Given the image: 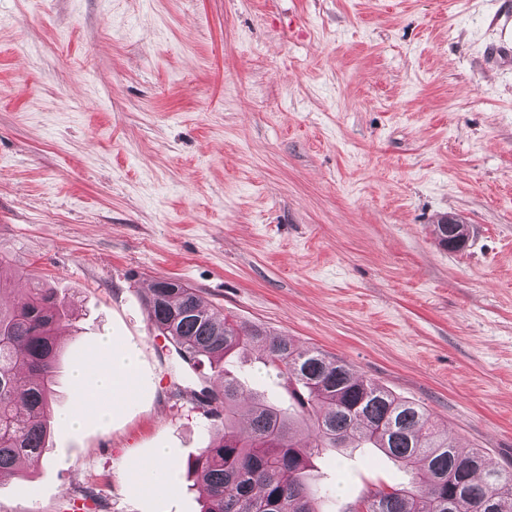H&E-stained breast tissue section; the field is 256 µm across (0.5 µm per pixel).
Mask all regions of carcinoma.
<instances>
[{"label":"carcinoma","instance_id":"cac0c4a2","mask_svg":"<svg viewBox=\"0 0 512 512\" xmlns=\"http://www.w3.org/2000/svg\"><path fill=\"white\" fill-rule=\"evenodd\" d=\"M153 328L192 368L224 382L195 398L221 425L191 462L202 512H322L327 485L312 460L344 448H376L410 475L347 512H512V471L486 469L481 451L458 450L421 406L358 376L316 348L245 326L202 304L197 290L158 280L146 296ZM68 319L48 288L32 284L0 301V475L43 465L60 345ZM260 352L267 375L284 379L288 401L244 385L234 363ZM212 397L218 405L208 406ZM247 404L248 428L238 427Z\"/></svg>","mask_w":512,"mask_h":512}]
</instances>
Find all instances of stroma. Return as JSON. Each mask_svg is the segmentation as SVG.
<instances>
[{
    "label": "stroma",
    "mask_w": 512,
    "mask_h": 512,
    "mask_svg": "<svg viewBox=\"0 0 512 512\" xmlns=\"http://www.w3.org/2000/svg\"><path fill=\"white\" fill-rule=\"evenodd\" d=\"M512 0H0V294L70 308L72 350L138 351V396L52 420L0 512H201L186 463L215 387L148 320L153 282L345 361L424 407L461 450L512 469ZM469 225L441 247L438 215ZM166 448L172 493L131 467ZM346 512L407 482L373 448L314 458ZM93 488L97 502L83 503Z\"/></svg>",
    "instance_id": "1"
}]
</instances>
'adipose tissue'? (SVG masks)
Here are the masks:
<instances>
[{"label": "adipose tissue", "instance_id": "adipose-tissue-1", "mask_svg": "<svg viewBox=\"0 0 512 512\" xmlns=\"http://www.w3.org/2000/svg\"><path fill=\"white\" fill-rule=\"evenodd\" d=\"M137 369L138 358L133 348L102 341L93 359L75 373L77 394L68 422L78 425L89 415L102 420L116 415L124 403L122 393L129 389Z\"/></svg>", "mask_w": 512, "mask_h": 512}]
</instances>
